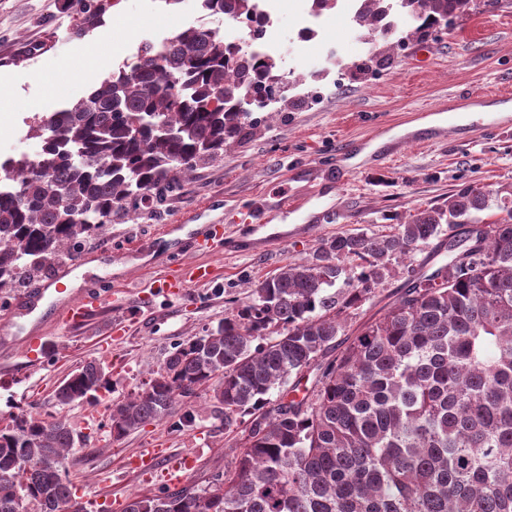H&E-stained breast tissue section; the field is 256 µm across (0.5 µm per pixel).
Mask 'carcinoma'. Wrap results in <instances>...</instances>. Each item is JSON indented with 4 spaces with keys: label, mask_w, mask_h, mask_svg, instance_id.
Returning a JSON list of instances; mask_svg holds the SVG:
<instances>
[{
    "label": "carcinoma",
    "mask_w": 512,
    "mask_h": 512,
    "mask_svg": "<svg viewBox=\"0 0 512 512\" xmlns=\"http://www.w3.org/2000/svg\"><path fill=\"white\" fill-rule=\"evenodd\" d=\"M121 0H63L81 38ZM357 36L395 47V18L419 37L477 0H357ZM209 15L263 35L256 0H201ZM277 58L203 24L134 59L69 108L42 116L39 157L0 164V288L75 260L105 225L159 217L200 165L257 128L252 112L284 99ZM495 209L496 221L481 213ZM441 234L448 262L407 268L384 316L332 360L348 322ZM315 371L270 404L292 375ZM109 373L89 361L55 391L61 406L99 401ZM206 396L241 449L203 488L133 496L124 512H512V185L467 184L389 231L321 240L255 285L206 334L111 405L119 441ZM65 420L28 411L0 427V512H84L65 476L83 450Z\"/></svg>",
    "instance_id": "obj_1"
}]
</instances>
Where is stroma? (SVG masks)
Returning a JSON list of instances; mask_svg holds the SVG:
<instances>
[{
  "mask_svg": "<svg viewBox=\"0 0 512 512\" xmlns=\"http://www.w3.org/2000/svg\"><path fill=\"white\" fill-rule=\"evenodd\" d=\"M272 24L261 42L274 44L294 104L263 110L256 133L197 168L169 198L160 220L111 224L81 248L86 260L67 278L68 287L94 284L106 267L96 248L134 243L136 256L113 265L120 281L113 297L75 326H56L33 349L8 320V308L25 286L0 289V336L12 339L0 354V422L25 410L43 418H65L80 431L86 450L69 456L66 471L87 512H123L135 495L167 491L162 473L146 478L129 469L139 449L158 446L169 457L194 453L184 485L203 487L236 458L224 435V414L213 404L194 409L188 420L148 424L118 442L109 435V406L127 397L165 361L175 343L200 336L222 320L232 301L288 261L304 257L320 240L348 229L381 230L409 212L443 204L464 183L492 188L512 183V126L487 122L490 112L512 106V0L482 10L454 30L410 34L412 19L398 20L402 41L389 57H373L356 36L351 18L324 11L314 38L297 34L309 23L307 0H266ZM81 17L63 0H0V79L15 96L0 100V161L37 158L42 141L30 127L41 117L74 105L136 54L142 40L162 43L180 30L203 24L243 35L207 17L198 0L168 7L164 0H121L85 37L72 31ZM337 64H328L329 55ZM435 112H453L449 132L435 134ZM347 141L363 151L337 168L336 152ZM300 196L295 212L277 200ZM264 216L288 227V241L258 252L211 253L191 248L193 237L232 215ZM174 230L158 236L161 226ZM187 264H205L210 284L188 282L184 298L150 296L176 252ZM125 330L114 333L115 324ZM112 374V390L94 405L59 406L57 385L89 360Z\"/></svg>",
  "mask_w": 512,
  "mask_h": 512,
  "instance_id": "stroma-1",
  "label": "stroma"
}]
</instances>
